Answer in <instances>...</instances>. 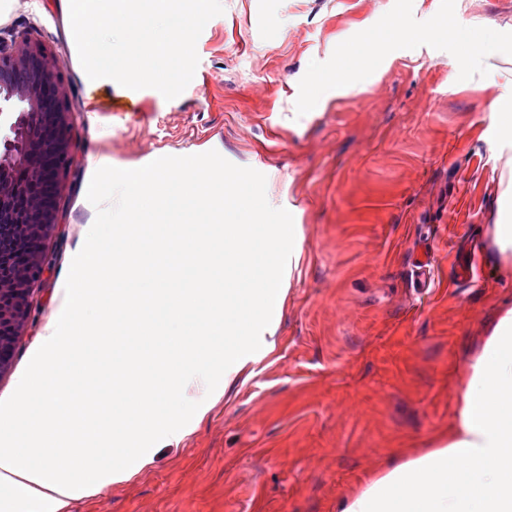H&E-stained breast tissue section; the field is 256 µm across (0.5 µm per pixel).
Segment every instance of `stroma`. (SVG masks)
Instances as JSON below:
<instances>
[{
  "mask_svg": "<svg viewBox=\"0 0 512 512\" xmlns=\"http://www.w3.org/2000/svg\"><path fill=\"white\" fill-rule=\"evenodd\" d=\"M196 43L189 90L93 83L62 0H10L0 41L30 34L62 73L73 162L44 240L46 270L0 370L8 398L64 308L96 217L95 164L130 169L210 150L266 177L298 226L277 342L180 445L76 512H336L373 472L429 447L460 407L467 362L501 309L512 264L491 243L512 140L491 103L512 56L476 67L471 45L512 40V0H222ZM447 20V32L430 25ZM407 32L410 42L393 39ZM377 60L355 90L297 103L338 60ZM428 257L421 287L415 263ZM474 281L459 279L462 257Z\"/></svg>",
  "mask_w": 512,
  "mask_h": 512,
  "instance_id": "stroma-1",
  "label": "stroma"
}]
</instances>
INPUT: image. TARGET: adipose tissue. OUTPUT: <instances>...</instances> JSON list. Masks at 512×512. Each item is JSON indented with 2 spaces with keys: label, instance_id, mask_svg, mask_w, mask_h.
I'll list each match as a JSON object with an SVG mask.
<instances>
[{
  "label": "adipose tissue",
  "instance_id": "1",
  "mask_svg": "<svg viewBox=\"0 0 512 512\" xmlns=\"http://www.w3.org/2000/svg\"><path fill=\"white\" fill-rule=\"evenodd\" d=\"M337 512H512V308L468 364L457 422L368 475Z\"/></svg>",
  "mask_w": 512,
  "mask_h": 512
}]
</instances>
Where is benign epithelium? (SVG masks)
<instances>
[{
  "label": "benign epithelium",
  "mask_w": 512,
  "mask_h": 512,
  "mask_svg": "<svg viewBox=\"0 0 512 512\" xmlns=\"http://www.w3.org/2000/svg\"><path fill=\"white\" fill-rule=\"evenodd\" d=\"M0 100L23 104L30 123L25 140L23 174L0 176V243L20 236L28 240L29 261L7 287L0 288V365L13 353L14 330L28 315V297L45 270L41 244L58 224L57 198L72 163L74 122L62 78L52 60L29 38L0 43Z\"/></svg>",
  "instance_id": "7a95c632"
}]
</instances>
